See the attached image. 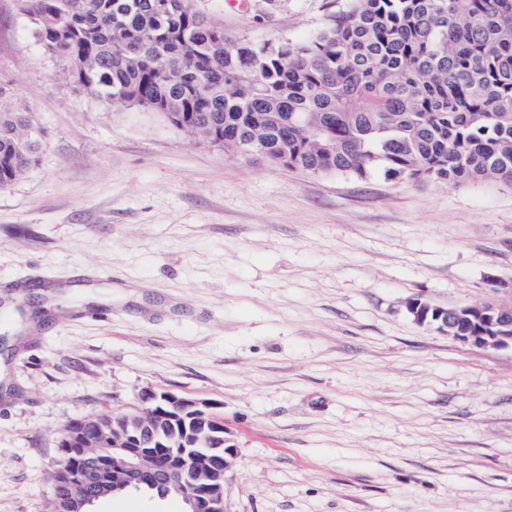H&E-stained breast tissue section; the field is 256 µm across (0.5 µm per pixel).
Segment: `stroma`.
<instances>
[{
  "instance_id": "35a3bbf8",
  "label": "stroma",
  "mask_w": 512,
  "mask_h": 512,
  "mask_svg": "<svg viewBox=\"0 0 512 512\" xmlns=\"http://www.w3.org/2000/svg\"><path fill=\"white\" fill-rule=\"evenodd\" d=\"M302 41L349 0H193ZM0 83L41 128L0 190V512H51L69 421L213 404L227 512H512V351L414 321L512 297V188L322 177L66 82L0 0ZM92 512H185L128 492Z\"/></svg>"
}]
</instances>
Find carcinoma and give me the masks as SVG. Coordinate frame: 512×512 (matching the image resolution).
<instances>
[{
  "instance_id": "1",
  "label": "carcinoma",
  "mask_w": 512,
  "mask_h": 512,
  "mask_svg": "<svg viewBox=\"0 0 512 512\" xmlns=\"http://www.w3.org/2000/svg\"><path fill=\"white\" fill-rule=\"evenodd\" d=\"M20 0L62 78L185 136H256L319 176L512 186V0H351L309 39L253 43L192 0ZM0 84V189L36 164L30 109Z\"/></svg>"
}]
</instances>
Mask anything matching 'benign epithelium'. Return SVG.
<instances>
[{"mask_svg":"<svg viewBox=\"0 0 512 512\" xmlns=\"http://www.w3.org/2000/svg\"><path fill=\"white\" fill-rule=\"evenodd\" d=\"M407 308L423 325L433 312L437 329L464 345L512 349V300L445 309L417 299ZM226 443L224 420L211 405L147 390L132 411L64 426L57 448L70 472L53 483L52 493L63 512H85L86 503L111 490L149 480L167 495H181L189 512H226V473L236 452Z\"/></svg>","mask_w":512,"mask_h":512,"instance_id":"benign-epithelium-1","label":"benign epithelium"}]
</instances>
